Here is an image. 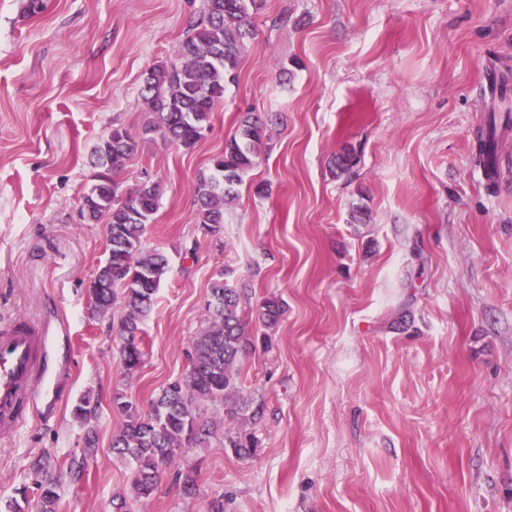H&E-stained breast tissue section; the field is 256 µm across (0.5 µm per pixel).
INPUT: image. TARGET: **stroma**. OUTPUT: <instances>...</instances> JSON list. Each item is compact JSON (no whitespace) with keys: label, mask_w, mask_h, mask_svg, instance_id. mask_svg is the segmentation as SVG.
I'll return each mask as SVG.
<instances>
[{"label":"stroma","mask_w":512,"mask_h":512,"mask_svg":"<svg viewBox=\"0 0 512 512\" xmlns=\"http://www.w3.org/2000/svg\"><path fill=\"white\" fill-rule=\"evenodd\" d=\"M200 6L0 0V324L58 310L74 354L56 414L0 440V504L43 455L59 512H112L130 482L112 397L144 410L185 375L225 270L247 308H285L242 363L263 415L234 428L256 451L191 450L196 496L169 468L141 512H207L217 496L224 512H512V0H263L211 131L190 149L150 135L121 175L162 185L145 243L170 260L128 376L111 317L91 312L106 233L81 197L94 146L141 130L144 74L174 60ZM246 112L272 117L266 147L207 237L196 176ZM492 117L489 178L472 144ZM345 150L358 163L338 176ZM85 395L90 453L72 416ZM97 406L92 404L90 398L84 397L74 405L72 409L73 417L80 422L85 428V445L86 448H95L97 443V432L95 423L92 420L96 419Z\"/></svg>","instance_id":"stroma-1"}]
</instances>
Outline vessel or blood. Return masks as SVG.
Returning <instances> with one entry per match:
<instances>
[{
    "label": "vessel or blood",
    "mask_w": 512,
    "mask_h": 512,
    "mask_svg": "<svg viewBox=\"0 0 512 512\" xmlns=\"http://www.w3.org/2000/svg\"><path fill=\"white\" fill-rule=\"evenodd\" d=\"M71 333L69 321L55 312L0 327L1 439L12 438L58 403L55 351Z\"/></svg>",
    "instance_id": "b4317fda"
}]
</instances>
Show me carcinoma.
Listing matches in <instances>:
<instances>
[{
  "label": "carcinoma",
  "mask_w": 512,
  "mask_h": 512,
  "mask_svg": "<svg viewBox=\"0 0 512 512\" xmlns=\"http://www.w3.org/2000/svg\"><path fill=\"white\" fill-rule=\"evenodd\" d=\"M260 0H202L199 17L192 21L176 58L152 67L143 80L141 98L147 114L141 133L114 128L94 147L97 171L83 195L81 215L89 222L106 220L107 257L90 283L93 311L112 317V330L120 343L123 371L133 374L143 363L145 342L142 324L154 304L168 272L167 257L146 247V228L153 223L161 197L157 182L144 181L120 191L117 177L139 151L141 139L157 133L185 149L193 148L211 131V115L224 100L226 82L235 80L241 53L255 35L253 15ZM266 139V124L246 112L224 151L210 159L208 170L195 183L194 223L204 235H217L224 224V210L236 197L235 187L255 166ZM498 149L496 120L477 138L476 153L487 164ZM336 175L356 164L354 152L333 159ZM284 313L274 298L262 302L251 314L242 310V293L219 274L209 288L205 326L187 351L189 370L163 387L143 414L123 393H115L112 407L123 426L112 437V457L130 469V488L112 495V512H138L150 499L165 468L180 464L184 454L217 439L239 455L254 448L242 433L224 428L239 419L241 363L253 346L252 327H274ZM211 405L224 406V418L207 414ZM85 428V445L96 446L94 419L97 406L87 397L72 409ZM36 487L38 512H57L60 485L47 458L30 464Z\"/></svg>",
  "instance_id": "1"
}]
</instances>
